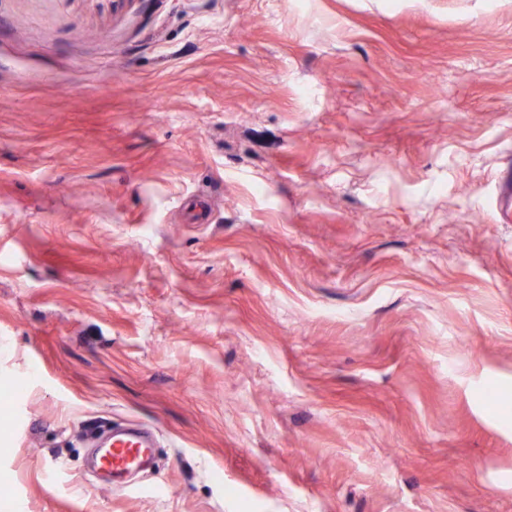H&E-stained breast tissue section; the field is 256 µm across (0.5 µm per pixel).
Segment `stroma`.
<instances>
[{
  "label": "stroma",
  "mask_w": 512,
  "mask_h": 512,
  "mask_svg": "<svg viewBox=\"0 0 512 512\" xmlns=\"http://www.w3.org/2000/svg\"><path fill=\"white\" fill-rule=\"evenodd\" d=\"M509 166L512 0H0V512H512ZM95 448H104L98 454L101 465L112 474L113 489L119 490L123 485L116 478L140 465H146L152 458L154 447L140 435L112 428L109 439L95 445Z\"/></svg>",
  "instance_id": "35a3bbf8"
}]
</instances>
